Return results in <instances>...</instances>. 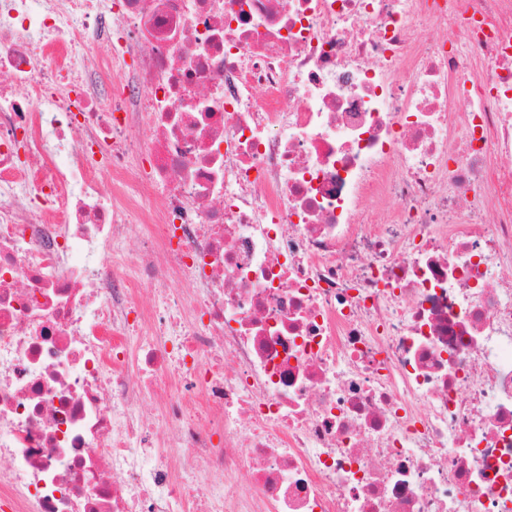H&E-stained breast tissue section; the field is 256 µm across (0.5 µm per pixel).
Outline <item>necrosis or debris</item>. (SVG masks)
Listing matches in <instances>:
<instances>
[{
	"mask_svg": "<svg viewBox=\"0 0 512 512\" xmlns=\"http://www.w3.org/2000/svg\"><path fill=\"white\" fill-rule=\"evenodd\" d=\"M504 157L512 0H0V512H512Z\"/></svg>",
	"mask_w": 512,
	"mask_h": 512,
	"instance_id": "obj_1",
	"label": "necrosis or debris"
}]
</instances>
